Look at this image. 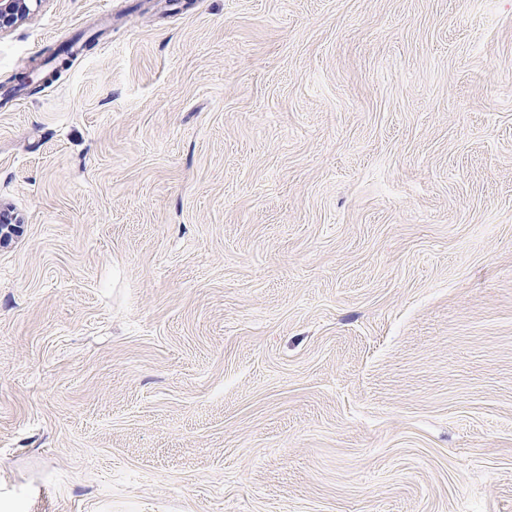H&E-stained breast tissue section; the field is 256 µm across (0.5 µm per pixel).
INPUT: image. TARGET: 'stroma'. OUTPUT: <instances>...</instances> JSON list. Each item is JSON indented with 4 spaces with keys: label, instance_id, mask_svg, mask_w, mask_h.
<instances>
[{
    "label": "stroma",
    "instance_id": "1",
    "mask_svg": "<svg viewBox=\"0 0 512 512\" xmlns=\"http://www.w3.org/2000/svg\"><path fill=\"white\" fill-rule=\"evenodd\" d=\"M0 512H512V0H33L0 34Z\"/></svg>",
    "mask_w": 512,
    "mask_h": 512
}]
</instances>
